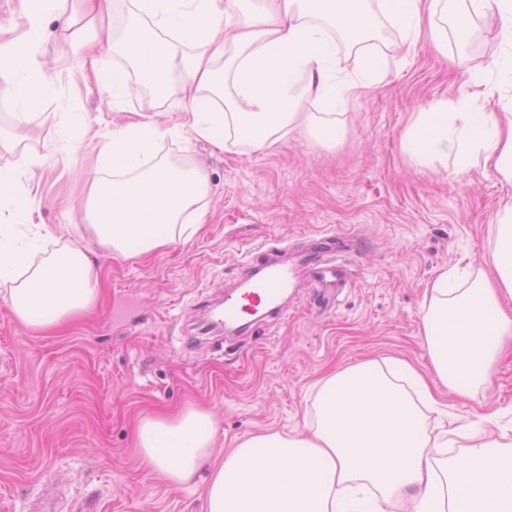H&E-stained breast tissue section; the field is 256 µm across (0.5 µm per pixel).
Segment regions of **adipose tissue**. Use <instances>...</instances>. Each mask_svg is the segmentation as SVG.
<instances>
[{
	"mask_svg": "<svg viewBox=\"0 0 512 512\" xmlns=\"http://www.w3.org/2000/svg\"><path fill=\"white\" fill-rule=\"evenodd\" d=\"M131 0L123 40L74 28L69 0H22L24 32L0 40V96L14 101L20 123L32 121L52 83L40 56L47 22L63 24L64 40L89 67L112 103L131 91L139 71L165 98L177 87L190 133L215 148L273 151L294 133L324 145L344 135L337 111L387 82L378 29L397 26L400 48L425 42L437 52L447 25L466 34L472 18L491 19L506 54L485 63L456 64L469 81L456 101L419 112L405 146L426 161L439 146L454 147L453 174L463 177L473 152L512 185V108L485 101L512 87V0ZM350 38L351 70L336 82V34ZM122 58L108 67V55ZM497 72L500 83L485 80ZM317 111L309 112L304 102ZM163 135L152 122L113 130L99 145L86 221L98 243L125 258L165 248L193 235L205 221L206 172L190 157L159 158ZM491 274L443 271L425 294L422 336L431 362L424 375L398 358L366 360L321 379L317 415L294 436H250L211 475L205 512H512V441L461 427L452 439L431 437L425 412L438 408V387L466 398L487 383L496 357L512 341V201L494 224ZM0 285L27 328L47 332L79 319L100 295V277L77 244L32 264L10 225H0ZM215 433L210 415L185 410L141 424L137 446L145 471L169 482L189 481ZM463 454L447 456L448 448Z\"/></svg>",
	"mask_w": 512,
	"mask_h": 512,
	"instance_id": "ef3b65f1",
	"label": "adipose tissue"
}]
</instances>
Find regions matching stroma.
I'll return each instance as SVG.
<instances>
[{"label": "stroma", "mask_w": 512, "mask_h": 512, "mask_svg": "<svg viewBox=\"0 0 512 512\" xmlns=\"http://www.w3.org/2000/svg\"><path fill=\"white\" fill-rule=\"evenodd\" d=\"M500 50L496 28L478 18L466 42L449 39L447 56L423 44L405 57L389 53L388 84L349 104L345 136L332 148L300 135L272 153L193 142L211 186L203 228L143 257H102L101 299L58 332L26 328L0 295V512H38L52 483L56 512H201L209 468L180 485L144 471L136 448L143 419L189 407L210 413L216 435L207 454L216 461L251 435L304 431L315 419L316 383L334 369L385 357L429 367L424 293L447 268L486 267L512 186L482 155L459 179L445 157L425 163L408 154L404 138L423 108L458 98L468 76L453 57ZM49 60L55 76L26 139H15V107L0 99V166L16 168L17 195L37 201L19 225L11 204L0 203V225L38 241L37 263L58 247L38 239L40 228L84 224L105 136L134 122L167 129L185 120L177 92L141 91L112 106L81 83L76 58ZM78 114L86 135L73 150L68 131ZM27 154L41 166L21 167ZM316 235L355 244L336 256L350 285L332 310L319 312L307 285L290 295L287 317L262 318L251 331H205L211 304L248 268ZM442 400L446 413L427 415L433 433L512 408V351L472 397Z\"/></svg>", "instance_id": "1"}]
</instances>
